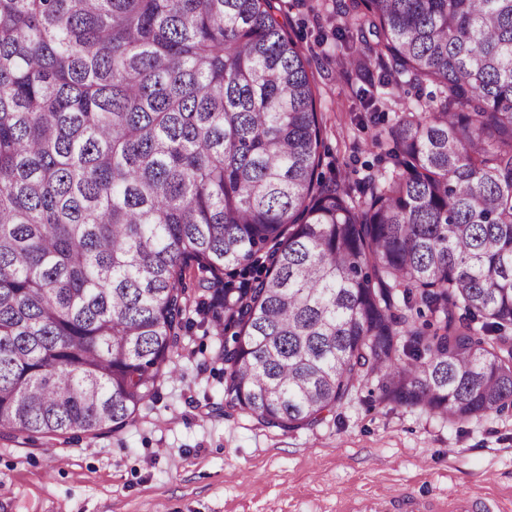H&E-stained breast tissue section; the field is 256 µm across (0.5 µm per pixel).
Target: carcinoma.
Listing matches in <instances>:
<instances>
[{"mask_svg": "<svg viewBox=\"0 0 512 512\" xmlns=\"http://www.w3.org/2000/svg\"><path fill=\"white\" fill-rule=\"evenodd\" d=\"M282 0H0V435L137 422L193 325L224 410L311 427L372 381L512 413V0H337L357 71L438 95L319 174Z\"/></svg>", "mask_w": 512, "mask_h": 512, "instance_id": "obj_1", "label": "carcinoma"}]
</instances>
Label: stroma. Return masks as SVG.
I'll list each match as a JSON object with an SVG mask.
<instances>
[{
    "mask_svg": "<svg viewBox=\"0 0 512 512\" xmlns=\"http://www.w3.org/2000/svg\"><path fill=\"white\" fill-rule=\"evenodd\" d=\"M292 31L313 52L324 113V178L384 170L358 89L382 73L346 70L335 17L319 0H285ZM218 338L185 336L178 374L161 383L135 425L94 439L0 437V512H359L393 486L439 505L467 495L512 512V415L452 425L378 401L369 386L318 424L268 429L223 400Z\"/></svg>",
    "mask_w": 512,
    "mask_h": 512,
    "instance_id": "1",
    "label": "stroma"
}]
</instances>
